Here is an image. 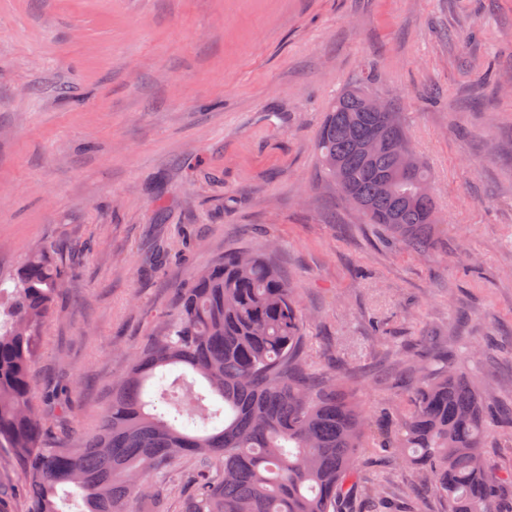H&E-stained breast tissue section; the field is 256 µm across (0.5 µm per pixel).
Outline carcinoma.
<instances>
[{"instance_id": "cac0c4a2", "label": "carcinoma", "mask_w": 512, "mask_h": 512, "mask_svg": "<svg viewBox=\"0 0 512 512\" xmlns=\"http://www.w3.org/2000/svg\"><path fill=\"white\" fill-rule=\"evenodd\" d=\"M372 82L368 72L329 103L315 142L319 180L400 249L421 253L436 228L431 175L416 158L414 176H398L411 147L397 113L361 109L357 91ZM375 134L367 156L360 142ZM381 179L392 183L388 196L377 193ZM53 251L35 250L0 278V454L23 475L28 512H61L67 486L85 512H166L156 481L184 455L199 466L183 512H337L350 497L368 416L336 377L309 381L305 316L263 251L228 252L194 274L162 335L133 354L97 435L78 450L48 445L34 370L41 327L67 281ZM180 367L203 379L204 392L174 407L165 381ZM418 372L379 447L435 483L449 512H503L512 475L498 474L485 451L499 416L453 362Z\"/></svg>"}]
</instances>
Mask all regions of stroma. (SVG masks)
Segmentation results:
<instances>
[{
	"label": "stroma",
	"instance_id": "35a3bbf8",
	"mask_svg": "<svg viewBox=\"0 0 512 512\" xmlns=\"http://www.w3.org/2000/svg\"><path fill=\"white\" fill-rule=\"evenodd\" d=\"M367 65L432 172L423 254L318 181L328 104ZM271 241L311 375L374 420L405 407L409 353L511 407L512 0H0V277L44 242L70 271L35 371L48 441L98 431L193 272ZM196 469L158 482L169 512ZM358 477L352 512H448L377 446Z\"/></svg>",
	"mask_w": 512,
	"mask_h": 512
}]
</instances>
